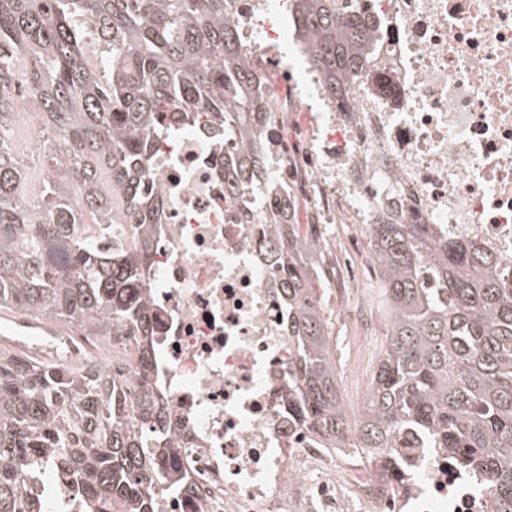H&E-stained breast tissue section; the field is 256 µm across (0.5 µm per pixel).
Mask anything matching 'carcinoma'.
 I'll use <instances>...</instances> for the list:
<instances>
[{
  "instance_id": "cac0c4a2",
  "label": "carcinoma",
  "mask_w": 512,
  "mask_h": 512,
  "mask_svg": "<svg viewBox=\"0 0 512 512\" xmlns=\"http://www.w3.org/2000/svg\"><path fill=\"white\" fill-rule=\"evenodd\" d=\"M230 0H0V308L85 332H129L137 343L138 400L89 365L61 369L0 347V512H42L27 469L45 488L78 481L93 512H153L145 485L173 489L186 476L165 461L154 321L145 265L112 239V201L130 200L135 247L148 250L154 208L143 176L165 139L159 112L178 107L224 124L232 199L275 189L259 140L264 78L242 52ZM296 26L328 92L364 71L373 21L342 16L336 0H297ZM108 47L96 64L86 39ZM50 176L35 179L16 151L20 112ZM81 200L74 208L70 191ZM270 224L265 246L291 313L297 352L288 370V418L314 423L334 445L352 436L372 468L390 472L406 430L458 467L512 494V277L492 256L431 236L424 224L368 227L386 308V342L357 416L336 381L318 246L302 225ZM74 224H105L82 237Z\"/></svg>"
}]
</instances>
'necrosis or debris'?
I'll return each mask as SVG.
<instances>
[{"instance_id":"necrosis-or-debris-1","label":"necrosis or debris","mask_w":512,"mask_h":512,"mask_svg":"<svg viewBox=\"0 0 512 512\" xmlns=\"http://www.w3.org/2000/svg\"><path fill=\"white\" fill-rule=\"evenodd\" d=\"M281 0H232L231 21L273 118L263 151L281 196L322 224H426L492 254L512 272V0H338L370 18L376 49L339 97L307 69L309 122L296 107L287 46L272 26ZM223 126L180 127L143 179L155 205L144 256L156 319L169 462L182 490L151 489L156 512H512V499L436 448H395L385 476L346 441L324 447L288 420L295 346L288 304L260 250L276 202L224 198ZM352 326L375 320L357 282L340 278ZM133 341L112 339L98 366L136 394Z\"/></svg>"}]
</instances>
